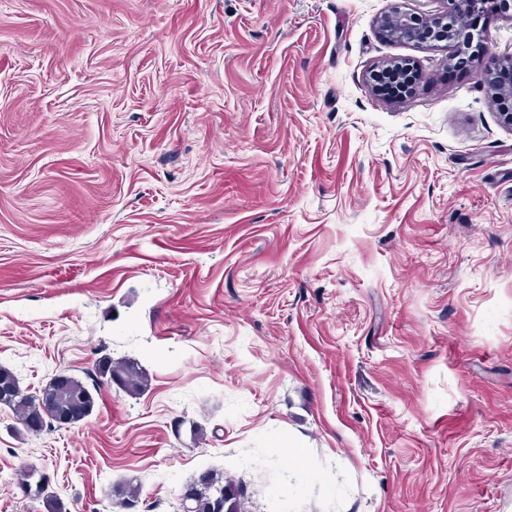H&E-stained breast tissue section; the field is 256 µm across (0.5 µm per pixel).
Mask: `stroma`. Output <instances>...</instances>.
Returning <instances> with one entry per match:
<instances>
[{"instance_id": "35a3bbf8", "label": "stroma", "mask_w": 512, "mask_h": 512, "mask_svg": "<svg viewBox=\"0 0 512 512\" xmlns=\"http://www.w3.org/2000/svg\"><path fill=\"white\" fill-rule=\"evenodd\" d=\"M446 0H0V366L135 359L92 414L0 405V512H512V131ZM412 60L401 103L376 66ZM494 5L500 14L512 19L511 0H448L447 11L428 16L395 8L380 18L379 29L383 37L392 41L452 44L454 53L448 59L449 64L470 66L475 70L493 100L500 105L497 112L499 122L512 130V82L501 84L496 81L495 69L480 68V59L474 52L483 41L484 30L463 27V24L466 26L472 22L465 17L482 16ZM94 388L99 382L96 376L102 378L99 383L112 387V378L118 381L119 390L130 396L140 395L148 390L151 378L149 374L135 359H125L113 362L110 357L104 356L95 363ZM106 379V381H105ZM26 477L23 487L28 497L41 500L47 512H67L63 502L54 493L48 492L46 477L43 474L39 475V471L32 468ZM193 486L192 512H239L233 493L224 485V474L206 470L189 483Z\"/></svg>"}]
</instances>
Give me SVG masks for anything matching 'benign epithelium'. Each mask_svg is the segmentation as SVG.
Here are the masks:
<instances>
[{"instance_id": "benign-epithelium-1", "label": "benign epithelium", "mask_w": 512, "mask_h": 512, "mask_svg": "<svg viewBox=\"0 0 512 512\" xmlns=\"http://www.w3.org/2000/svg\"><path fill=\"white\" fill-rule=\"evenodd\" d=\"M493 6L498 7L500 14L512 18V0H448L447 11L428 16L396 8L380 18L379 29L383 37L392 41L453 45L454 53L448 59L449 64L470 66L475 70L493 100L500 105L499 122L512 130V82L501 84L496 81V72L480 68L475 47L483 41L484 30L466 29L462 24L465 17L482 16ZM412 69L413 63L408 60L379 65L370 72L367 85L375 89L374 78L381 71L390 72L400 80L402 71Z\"/></svg>"}]
</instances>
